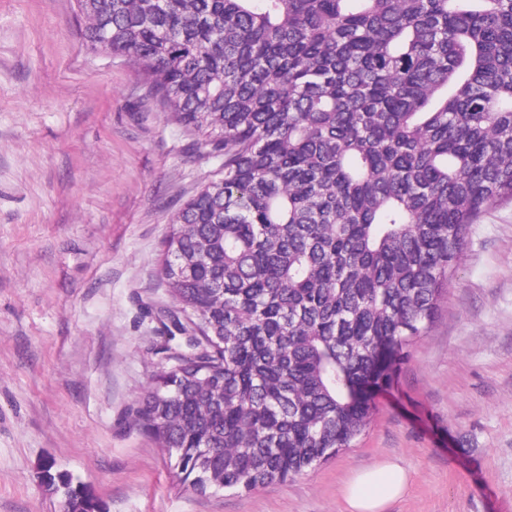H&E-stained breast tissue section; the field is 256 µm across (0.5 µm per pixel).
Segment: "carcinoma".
Segmentation results:
<instances>
[{
  "label": "carcinoma",
  "instance_id": "cac0c4a2",
  "mask_svg": "<svg viewBox=\"0 0 512 512\" xmlns=\"http://www.w3.org/2000/svg\"><path fill=\"white\" fill-rule=\"evenodd\" d=\"M223 176L174 215L169 334L135 410L180 484L286 482L365 431L467 233L512 201V0H76ZM70 512H99L54 470Z\"/></svg>",
  "mask_w": 512,
  "mask_h": 512
}]
</instances>
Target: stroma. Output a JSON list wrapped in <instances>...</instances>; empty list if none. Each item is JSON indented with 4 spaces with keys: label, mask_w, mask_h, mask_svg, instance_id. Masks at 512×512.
Here are the masks:
<instances>
[{
    "label": "stroma",
    "mask_w": 512,
    "mask_h": 512,
    "mask_svg": "<svg viewBox=\"0 0 512 512\" xmlns=\"http://www.w3.org/2000/svg\"><path fill=\"white\" fill-rule=\"evenodd\" d=\"M83 26L75 0H0V512H61L50 459L101 512H344L347 477L385 458L411 478L387 512H512L511 202L471 226L351 447L250 491L178 484L134 413L162 368L171 217L219 162Z\"/></svg>",
    "instance_id": "obj_1"
}]
</instances>
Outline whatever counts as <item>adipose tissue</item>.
Returning a JSON list of instances; mask_svg holds the SVG:
<instances>
[{"label": "adipose tissue", "instance_id": "adipose-tissue-1", "mask_svg": "<svg viewBox=\"0 0 512 512\" xmlns=\"http://www.w3.org/2000/svg\"><path fill=\"white\" fill-rule=\"evenodd\" d=\"M407 468L393 458L356 470L345 482L342 496L347 512H386L409 487Z\"/></svg>", "mask_w": 512, "mask_h": 512}]
</instances>
